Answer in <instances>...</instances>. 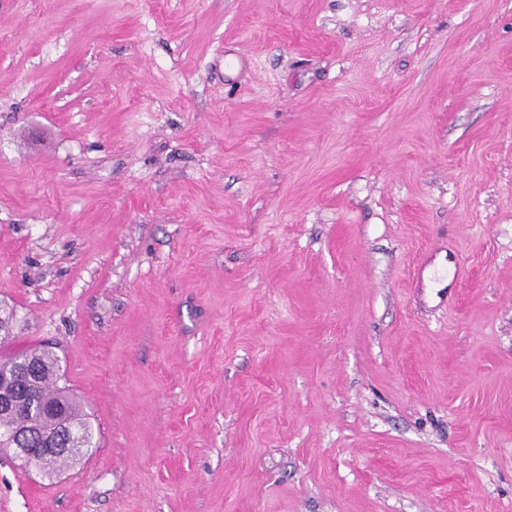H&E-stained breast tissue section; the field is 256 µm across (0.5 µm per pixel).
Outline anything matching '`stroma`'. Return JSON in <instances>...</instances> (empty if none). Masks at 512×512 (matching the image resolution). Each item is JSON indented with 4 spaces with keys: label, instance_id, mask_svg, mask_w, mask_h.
<instances>
[{
    "label": "stroma",
    "instance_id": "35a3bbf8",
    "mask_svg": "<svg viewBox=\"0 0 512 512\" xmlns=\"http://www.w3.org/2000/svg\"><path fill=\"white\" fill-rule=\"evenodd\" d=\"M0 304V512H512V0H0ZM58 372V356L45 348L15 349L0 356V397L4 393L15 398L12 411L7 413L2 409L11 408L12 401L0 400V451L12 449L18 458L23 448V460L32 462L40 453L47 456L58 450L56 458L43 472L46 476L55 472L58 463L79 464L88 448H96L88 415L73 394L57 386ZM63 423L67 425V431L60 436L58 448H53L50 439L42 440L41 447L44 448H35L31 443L4 435L14 430L20 433L28 424L40 433L54 435ZM68 448L80 449L66 453L62 450Z\"/></svg>",
    "mask_w": 512,
    "mask_h": 512
}]
</instances>
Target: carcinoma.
Here are the masks:
<instances>
[{
    "label": "carcinoma",
    "mask_w": 512,
    "mask_h": 512,
    "mask_svg": "<svg viewBox=\"0 0 512 512\" xmlns=\"http://www.w3.org/2000/svg\"><path fill=\"white\" fill-rule=\"evenodd\" d=\"M14 309L0 308V327L5 335L0 344L11 340ZM58 356L45 348L15 349L0 356V394L15 398L13 409L0 413V451H13L18 456L21 449L32 444L6 436L8 431H23L30 424L45 435H54L62 425L67 431L60 436L56 458L49 464L44 475L55 472V465L78 464L87 449L96 447L91 422L80 401L68 390L57 386Z\"/></svg>",
    "instance_id": "1"
}]
</instances>
